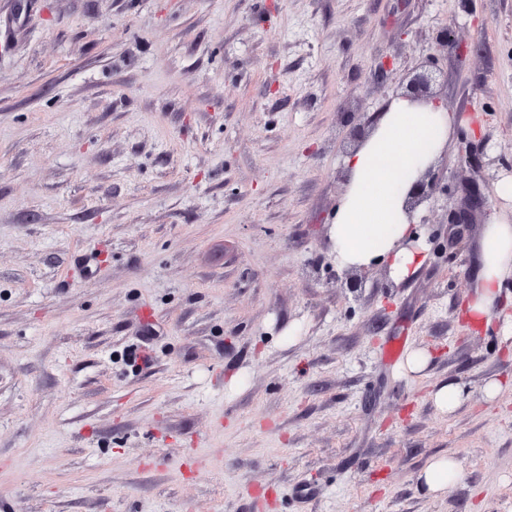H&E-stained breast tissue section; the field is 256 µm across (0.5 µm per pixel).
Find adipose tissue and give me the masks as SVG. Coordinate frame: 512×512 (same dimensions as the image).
Here are the masks:
<instances>
[{
	"label": "adipose tissue",
	"mask_w": 512,
	"mask_h": 512,
	"mask_svg": "<svg viewBox=\"0 0 512 512\" xmlns=\"http://www.w3.org/2000/svg\"><path fill=\"white\" fill-rule=\"evenodd\" d=\"M455 117L440 105H417L392 99L381 112L372 135L344 158L349 175L329 228L338 267L388 261L395 281L414 277L425 262L420 247H405L414 235L413 217L404 202L424 170L448 144ZM512 221L493 215L484 224L477 249L475 288L462 309L464 320L477 329L501 320L512 297ZM461 475L455 457L436 455L417 475L418 487L437 498Z\"/></svg>",
	"instance_id": "obj_1"
}]
</instances>
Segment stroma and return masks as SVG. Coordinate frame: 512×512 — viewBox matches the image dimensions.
<instances>
[{"label": "stroma", "instance_id": "1", "mask_svg": "<svg viewBox=\"0 0 512 512\" xmlns=\"http://www.w3.org/2000/svg\"><path fill=\"white\" fill-rule=\"evenodd\" d=\"M431 54L456 131L426 263L354 293L328 237L351 132ZM509 179L512 0H0V502L512 512V352L459 317ZM471 184L489 206L451 230ZM437 454L462 474L431 499ZM465 394V388L457 381L448 380L437 384L431 393V398L442 413H452L460 404ZM460 475V464L454 456L436 455L428 459L418 472V487L426 495L438 498Z\"/></svg>", "mask_w": 512, "mask_h": 512}]
</instances>
